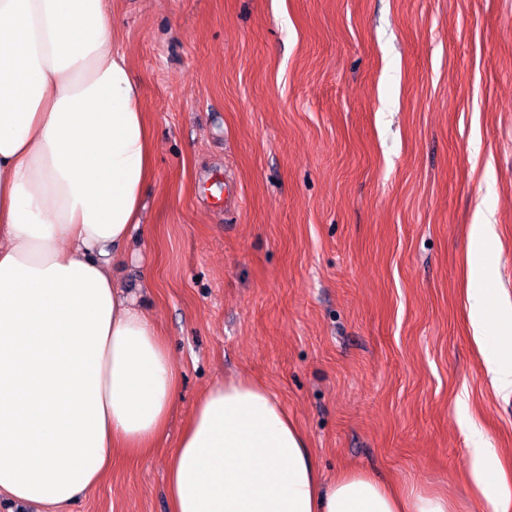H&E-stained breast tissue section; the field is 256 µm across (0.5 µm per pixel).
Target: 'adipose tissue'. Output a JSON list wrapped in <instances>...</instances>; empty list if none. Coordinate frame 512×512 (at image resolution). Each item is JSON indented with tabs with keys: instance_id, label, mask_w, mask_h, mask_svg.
<instances>
[{
	"instance_id": "ef3b65f1",
	"label": "adipose tissue",
	"mask_w": 512,
	"mask_h": 512,
	"mask_svg": "<svg viewBox=\"0 0 512 512\" xmlns=\"http://www.w3.org/2000/svg\"><path fill=\"white\" fill-rule=\"evenodd\" d=\"M111 0H0V494L64 512L152 452L178 396L154 319L112 283L155 175ZM473 451L489 512L512 483ZM168 512H452L346 471L324 482L263 383L212 386L171 455Z\"/></svg>"
}]
</instances>
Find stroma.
<instances>
[{
    "label": "stroma",
    "mask_w": 512,
    "mask_h": 512,
    "mask_svg": "<svg viewBox=\"0 0 512 512\" xmlns=\"http://www.w3.org/2000/svg\"><path fill=\"white\" fill-rule=\"evenodd\" d=\"M156 173L113 281L159 324L179 389L156 450L66 512H167L198 399L249 377L324 481L345 469L487 512L479 430L512 475V395L473 340L466 259L512 350V0H112Z\"/></svg>",
    "instance_id": "1"
}]
</instances>
